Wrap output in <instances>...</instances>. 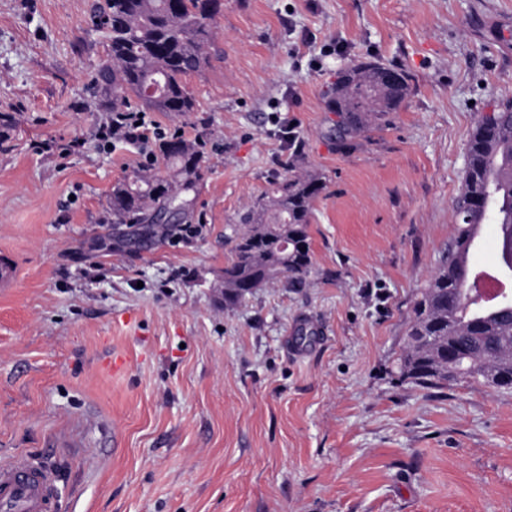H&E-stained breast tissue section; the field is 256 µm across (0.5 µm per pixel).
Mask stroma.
<instances>
[{"mask_svg": "<svg viewBox=\"0 0 512 512\" xmlns=\"http://www.w3.org/2000/svg\"><path fill=\"white\" fill-rule=\"evenodd\" d=\"M96 2L0 0V459L51 467L57 512H512V391L397 369L469 134L512 100V0H221L195 111L108 147ZM356 60L411 92L343 139L324 93ZM176 133L200 175L136 241L112 189ZM297 152L309 282L225 306V227Z\"/></svg>", "mask_w": 512, "mask_h": 512, "instance_id": "35a3bbf8", "label": "stroma"}]
</instances>
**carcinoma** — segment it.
<instances>
[{"mask_svg":"<svg viewBox=\"0 0 512 512\" xmlns=\"http://www.w3.org/2000/svg\"><path fill=\"white\" fill-rule=\"evenodd\" d=\"M219 15L220 0H104L95 18L109 31V53L93 77L97 91L114 111L126 109L132 97L151 112L179 116L194 111L186 77L209 63ZM408 92L404 71L366 61L341 71L326 97L346 134L354 136L364 131L368 117L398 111ZM159 152L172 174L143 170L117 184L109 200L112 215L145 213L157 203L161 214L181 209L180 195L197 177L203 152L178 136L162 142ZM324 189L299 159L288 158L273 196L256 200L226 236L231 249L224 265V304L235 305L279 282L307 286L312 267L308 226L312 204ZM491 191L498 203L493 219L502 226V260L511 269L512 102L477 120L455 201L456 235L413 308L398 369L421 386H445L448 373L459 367L467 383L482 386L496 374L502 377L497 389H512V315L481 312L468 321L458 312L460 304H477L461 279L460 252Z\"/></svg>","mask_w":512,"mask_h":512,"instance_id":"carcinoma-1","label":"carcinoma"}]
</instances>
